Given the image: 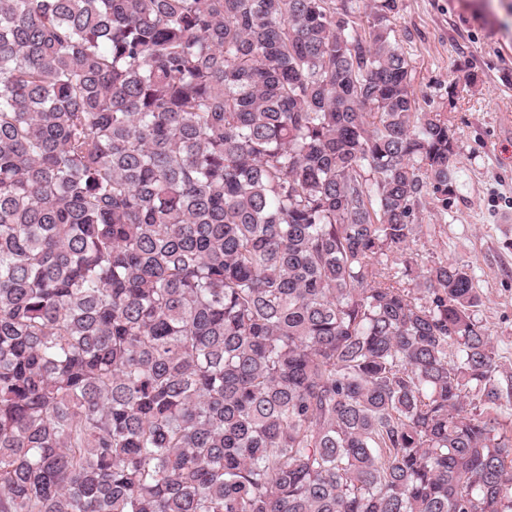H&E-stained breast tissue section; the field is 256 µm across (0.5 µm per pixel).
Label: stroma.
I'll return each mask as SVG.
<instances>
[{"mask_svg": "<svg viewBox=\"0 0 512 512\" xmlns=\"http://www.w3.org/2000/svg\"><path fill=\"white\" fill-rule=\"evenodd\" d=\"M392 25L410 60L417 108L448 116L458 138L448 203L426 196L416 249L425 263L470 266L474 310L512 375V0H398Z\"/></svg>", "mask_w": 512, "mask_h": 512, "instance_id": "1", "label": "stroma"}]
</instances>
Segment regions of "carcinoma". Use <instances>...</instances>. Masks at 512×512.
<instances>
[{
  "mask_svg": "<svg viewBox=\"0 0 512 512\" xmlns=\"http://www.w3.org/2000/svg\"><path fill=\"white\" fill-rule=\"evenodd\" d=\"M357 2L0 0V512H512L413 250L456 132Z\"/></svg>",
  "mask_w": 512,
  "mask_h": 512,
  "instance_id": "carcinoma-1",
  "label": "carcinoma"
}]
</instances>
